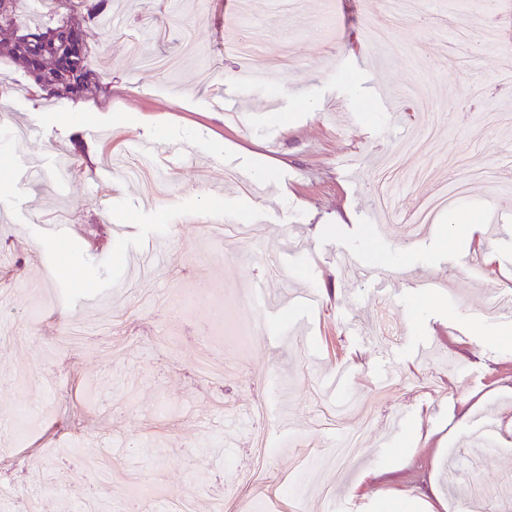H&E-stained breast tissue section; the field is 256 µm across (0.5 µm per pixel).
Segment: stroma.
Segmentation results:
<instances>
[{
  "mask_svg": "<svg viewBox=\"0 0 512 512\" xmlns=\"http://www.w3.org/2000/svg\"><path fill=\"white\" fill-rule=\"evenodd\" d=\"M71 13L69 0H18L15 26ZM244 29L261 47L254 66L274 69L289 48L294 67L240 83L224 48ZM82 31L99 84L86 98L29 93L24 72L0 60V114L27 133L16 148L0 137V420H28L21 436L0 435V512L97 505V455L111 469L112 512H126L143 477L168 489L159 512L189 494L195 512L217 499L223 512L243 501L251 512H329L313 469L340 423L360 434L332 479L354 512H489L512 488V335L483 310L488 294L512 292V264L499 260L512 242L497 234L512 225V189L489 184L512 141V56L499 44L512 34V0H420L402 15L377 0H300L287 13L276 0H112L109 26L86 20ZM438 113L450 118L441 138L390 174L391 206L399 216L449 171L480 170L486 179L462 197L473 223L442 213L423 228L398 218L379 228L383 156ZM106 134L115 152L157 140L197 158L150 206L151 181L113 174ZM227 156L280 184L278 196L232 182L212 201L205 183ZM69 157L77 171L64 168ZM64 212L61 291L40 257L53 247L44 225ZM224 215L262 226L264 240H210L206 221ZM149 237L161 257L143 275L133 250ZM345 255L389 276L391 299L374 298ZM421 277L440 288L417 293ZM259 285L273 314L251 299ZM308 289L316 302L291 308ZM362 313L406 331L410 346L382 362L349 329ZM422 339L434 344L424 359L413 348ZM204 357L212 373L200 379ZM345 365L355 382L327 393ZM399 411L407 426L377 458ZM487 424L499 435L492 454L471 445ZM260 448L262 484L244 487ZM364 470L381 476L359 485Z\"/></svg>",
  "mask_w": 512,
  "mask_h": 512,
  "instance_id": "obj_1",
  "label": "stroma"
}]
</instances>
